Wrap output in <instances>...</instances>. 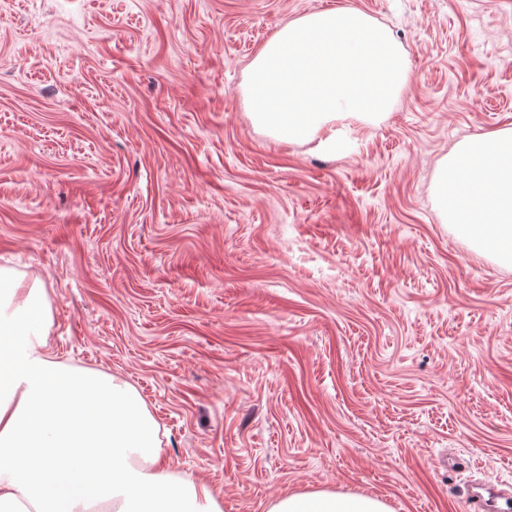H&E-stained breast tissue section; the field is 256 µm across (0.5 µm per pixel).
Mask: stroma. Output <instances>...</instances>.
Wrapping results in <instances>:
<instances>
[{
	"label": "stroma",
	"instance_id": "1",
	"mask_svg": "<svg viewBox=\"0 0 512 512\" xmlns=\"http://www.w3.org/2000/svg\"><path fill=\"white\" fill-rule=\"evenodd\" d=\"M349 7L406 52L393 112L330 150L256 128L257 51ZM507 126L512 0H0V267L224 512L316 489L466 512L512 495V268L431 185Z\"/></svg>",
	"mask_w": 512,
	"mask_h": 512
}]
</instances>
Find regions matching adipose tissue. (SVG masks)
Segmentation results:
<instances>
[{"label": "adipose tissue", "instance_id": "ef3b65f1", "mask_svg": "<svg viewBox=\"0 0 512 512\" xmlns=\"http://www.w3.org/2000/svg\"><path fill=\"white\" fill-rule=\"evenodd\" d=\"M408 82L404 49L359 9L288 22L246 73L253 124L288 141L336 145L338 127L392 112ZM443 223L512 266V128L467 139L439 162ZM50 296L0 268V512H223L203 480L168 463L159 425L123 379L55 359ZM269 512H388L378 497L293 493Z\"/></svg>", "mask_w": 512, "mask_h": 512}]
</instances>
